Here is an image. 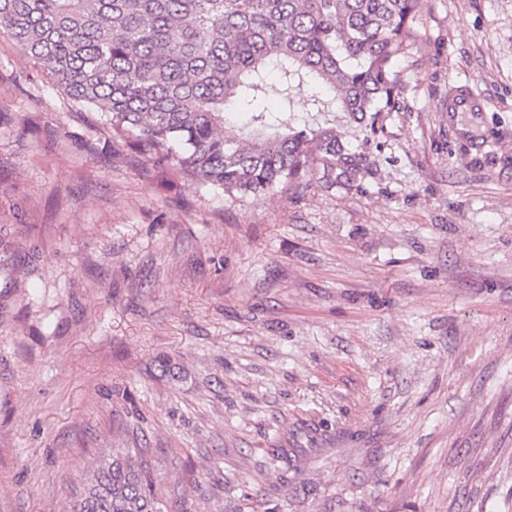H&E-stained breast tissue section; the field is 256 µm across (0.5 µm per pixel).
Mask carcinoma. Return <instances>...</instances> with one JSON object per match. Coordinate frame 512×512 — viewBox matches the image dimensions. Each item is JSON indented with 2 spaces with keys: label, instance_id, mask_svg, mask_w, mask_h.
Returning a JSON list of instances; mask_svg holds the SVG:
<instances>
[{
  "label": "carcinoma",
  "instance_id": "carcinoma-1",
  "mask_svg": "<svg viewBox=\"0 0 512 512\" xmlns=\"http://www.w3.org/2000/svg\"><path fill=\"white\" fill-rule=\"evenodd\" d=\"M421 0H0V30L52 88L100 116L108 140L157 168L236 200L326 191L370 173L336 123L294 127L308 112H346L375 135L400 109L399 58ZM249 114L233 138L226 114ZM73 512H168L148 450L102 456Z\"/></svg>",
  "mask_w": 512,
  "mask_h": 512
}]
</instances>
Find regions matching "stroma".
Instances as JSON below:
<instances>
[{"mask_svg": "<svg viewBox=\"0 0 512 512\" xmlns=\"http://www.w3.org/2000/svg\"><path fill=\"white\" fill-rule=\"evenodd\" d=\"M413 28L383 134L333 115L372 174L234 202L0 36V512H70L115 448L169 512H512V0Z\"/></svg>", "mask_w": 512, "mask_h": 512, "instance_id": "stroma-1", "label": "stroma"}]
</instances>
